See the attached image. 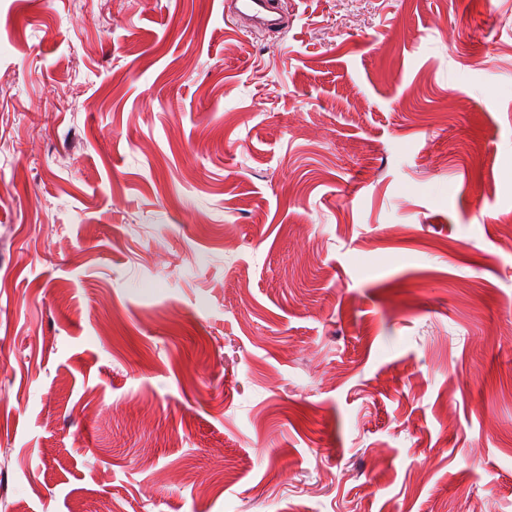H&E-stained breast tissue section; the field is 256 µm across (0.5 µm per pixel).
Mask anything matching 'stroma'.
I'll return each mask as SVG.
<instances>
[{
  "instance_id": "obj_1",
  "label": "stroma",
  "mask_w": 512,
  "mask_h": 512,
  "mask_svg": "<svg viewBox=\"0 0 512 512\" xmlns=\"http://www.w3.org/2000/svg\"><path fill=\"white\" fill-rule=\"evenodd\" d=\"M0 0V512H512V0ZM232 5L234 16L276 29L283 24V19L276 0H226L224 9Z\"/></svg>"
}]
</instances>
